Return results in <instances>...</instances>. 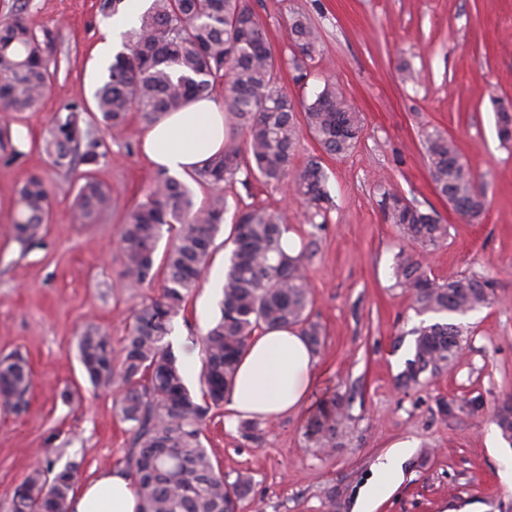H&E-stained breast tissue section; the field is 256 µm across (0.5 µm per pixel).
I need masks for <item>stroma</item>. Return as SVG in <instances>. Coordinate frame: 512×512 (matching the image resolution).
<instances>
[{
  "label": "stroma",
  "mask_w": 512,
  "mask_h": 512,
  "mask_svg": "<svg viewBox=\"0 0 512 512\" xmlns=\"http://www.w3.org/2000/svg\"><path fill=\"white\" fill-rule=\"evenodd\" d=\"M24 16L38 37H49L56 72L37 111L0 112L22 158L0 154V355L20 353L32 372L28 406H0V512L37 461L82 462L81 482L117 469L130 434L116 395L94 389L78 357L77 338L95 324L120 342L133 310L158 295L162 276L131 293L123 286L118 239L129 213L157 173L143 154L144 130L130 114L122 133L99 130L93 177L112 192V208L82 224L73 208L79 171L55 165L41 149L56 116L68 106H93L105 79L97 47L108 25L98 0H24ZM265 27L279 63L278 85L311 102L325 83L351 100L364 126L348 155L324 154L302 133L295 158L317 157L333 203L322 229L285 185L238 173L224 183L229 209L261 206L285 211L300 243L311 246V318L323 331L316 384L299 412L267 424L260 440L244 438L226 409L207 419L204 445L215 465L235 480L253 478L238 512H360L359 498L395 444H407L403 480L377 493L374 512H512V488L502 461L512 456L493 422L512 399V143L501 142L492 97L512 99V0H247ZM305 16L319 32L310 57L290 44L288 24ZM419 74L403 78L404 68ZM438 128L471 163L487 206L479 221L452 212L435 192L422 131ZM51 189L50 222L42 243L21 252L10 236L17 192L30 174ZM398 192L448 224V240L427 255L432 275L474 271L495 279V304L462 316L465 353L457 365L422 384L400 389L396 378L411 358L412 331L422 317L391 280L405 243L378 206L383 191ZM230 250L216 237L202 286L170 340L182 358L185 383L199 390L196 336L219 314ZM349 402L350 419L335 448H313L305 426L321 404ZM482 396L472 411L466 399ZM456 402L452 416L439 401Z\"/></svg>",
  "instance_id": "1"
}]
</instances>
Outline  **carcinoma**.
<instances>
[{"mask_svg":"<svg viewBox=\"0 0 512 512\" xmlns=\"http://www.w3.org/2000/svg\"><path fill=\"white\" fill-rule=\"evenodd\" d=\"M288 38L309 57L319 36L306 18L297 16ZM48 47L25 18L0 21L1 111L37 108L52 78ZM277 68L267 35L246 0H152L95 91L96 111L86 114L78 105L69 107L42 143L60 167L93 166L100 157L96 127L119 131L132 111L145 126H153L207 97L220 80L230 124L243 134L242 140L230 138L221 152L194 168L192 180L212 189L203 205L195 204L187 183L159 171L145 201L122 226L120 241L121 277L125 287L136 291L155 276L154 255L162 229L173 234L164 256L161 292L132 315L120 350L112 347V336L92 324L78 337L77 349L92 386L110 390L121 380L118 412L130 433L124 472L137 489L140 512H238L239 502L251 493L252 480L240 475L230 482L214 465L202 441L203 422L224 405L253 337L295 327L313 351L321 346V327L307 313L309 246L295 257L285 255L281 236L287 219L283 212L264 207L234 214V249L224 275L220 317L196 338L202 358L201 398L186 386L183 364L169 340L173 321L184 315L200 286L224 224L228 205L221 184L242 169L267 184L284 182L305 129L333 156L350 153L362 136L359 113L330 84L303 106V119H298L294 100L277 87ZM494 103L499 138L509 142L512 108L500 98ZM423 143L437 194L452 211L480 219L486 199L454 141L434 128L424 132ZM82 179L75 212L80 223L89 224L112 207V194L89 173ZM293 191L318 211L330 203L319 158L309 159L295 175ZM50 194L38 175L18 190L12 238L21 249L40 241L49 220ZM379 206L402 238L420 248L418 253L398 254L392 270L395 286L411 297L418 314L439 316L413 331V358L398 375L399 385L409 388L455 366L463 354L465 333L455 318L493 304L497 285L480 274L446 281L427 274L425 253L447 240L448 225L435 210L423 211L393 190L381 193ZM30 386L21 356L0 357L1 405L22 411ZM348 410L344 399L336 397L309 421L307 436L314 447H336ZM81 466L76 460L59 468L54 462L35 466L14 489L11 512H69Z\"/></svg>","mask_w":512,"mask_h":512,"instance_id":"1","label":"carcinoma"}]
</instances>
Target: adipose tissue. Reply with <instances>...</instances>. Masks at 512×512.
I'll return each instance as SVG.
<instances>
[{
  "instance_id": "obj_1",
  "label": "adipose tissue",
  "mask_w": 512,
  "mask_h": 512,
  "mask_svg": "<svg viewBox=\"0 0 512 512\" xmlns=\"http://www.w3.org/2000/svg\"><path fill=\"white\" fill-rule=\"evenodd\" d=\"M142 146L156 167L181 174L220 152L224 146V113L201 100L170 114L149 129ZM316 359L304 336L279 328L254 337L241 358L225 408L232 418L274 422L299 411L315 384ZM137 490L125 474L107 471L81 488L71 512H139Z\"/></svg>"
}]
</instances>
